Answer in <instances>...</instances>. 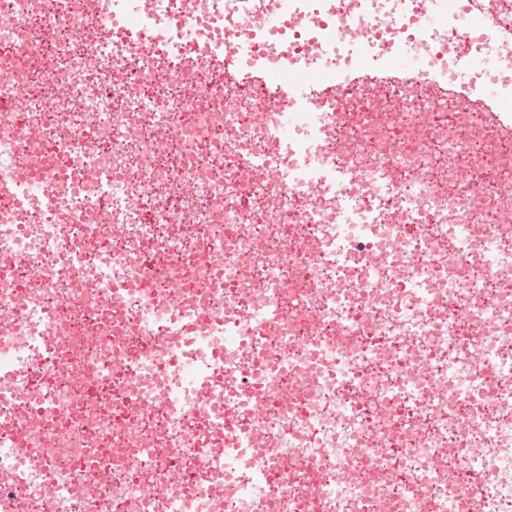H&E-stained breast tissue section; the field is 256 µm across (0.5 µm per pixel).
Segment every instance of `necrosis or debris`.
<instances>
[{"instance_id":"1","label":"necrosis or debris","mask_w":512,"mask_h":512,"mask_svg":"<svg viewBox=\"0 0 512 512\" xmlns=\"http://www.w3.org/2000/svg\"><path fill=\"white\" fill-rule=\"evenodd\" d=\"M181 6L0 0V175L72 181L0 202V512H512V138L429 92L464 69L512 100V0H442L440 31L399 35L403 0H346L351 37L289 31L287 68L379 73L338 90L350 148L323 127L297 155L257 127L271 93L206 63L232 0H197L194 43L149 38ZM470 7L491 21L459 63L441 43ZM387 39L427 51L423 78H384ZM200 305L214 327L183 331Z\"/></svg>"}]
</instances>
